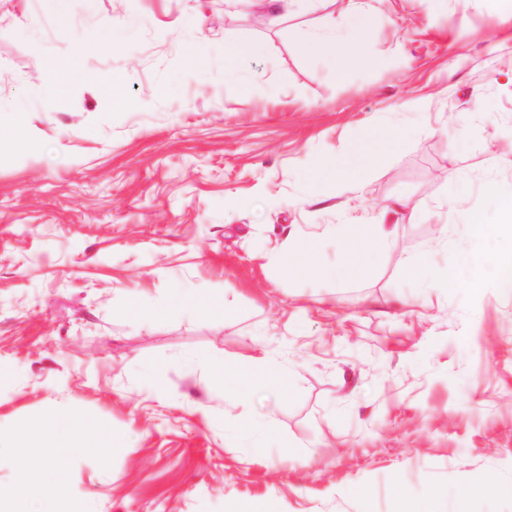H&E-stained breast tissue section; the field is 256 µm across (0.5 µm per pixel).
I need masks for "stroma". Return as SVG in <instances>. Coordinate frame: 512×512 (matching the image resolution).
Segmentation results:
<instances>
[{
    "mask_svg": "<svg viewBox=\"0 0 512 512\" xmlns=\"http://www.w3.org/2000/svg\"><path fill=\"white\" fill-rule=\"evenodd\" d=\"M367 2L369 62L335 70L298 44L346 0L276 27L224 0H0V123L38 141H0V492L21 425L65 413L98 434L43 429L70 452L36 512H512V289L464 263L512 250V223L472 236L488 183L512 196V0ZM352 217L394 242L373 277L267 265L290 231L334 264Z\"/></svg>",
    "mask_w": 512,
    "mask_h": 512,
    "instance_id": "stroma-1",
    "label": "stroma"
}]
</instances>
